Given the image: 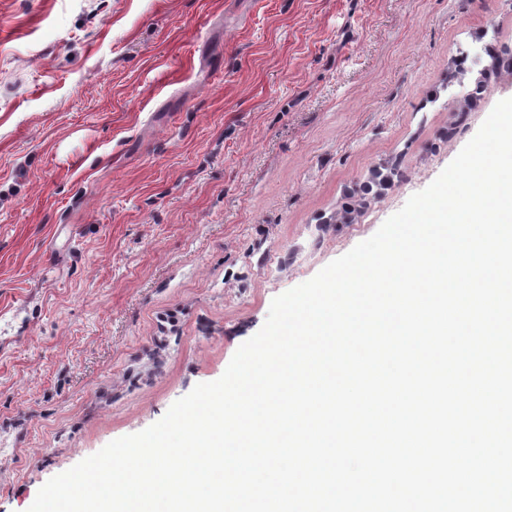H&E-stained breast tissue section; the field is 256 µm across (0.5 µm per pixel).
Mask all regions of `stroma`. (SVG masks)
<instances>
[{"label":"stroma","mask_w":512,"mask_h":512,"mask_svg":"<svg viewBox=\"0 0 512 512\" xmlns=\"http://www.w3.org/2000/svg\"><path fill=\"white\" fill-rule=\"evenodd\" d=\"M487 46L512 0H0V512L218 379L426 188L512 97L455 111ZM369 189L364 188L359 191L354 189L348 194V202L336 212V215L332 218L336 224H352L354 223L363 209L367 206L369 197Z\"/></svg>","instance_id":"stroma-1"}]
</instances>
